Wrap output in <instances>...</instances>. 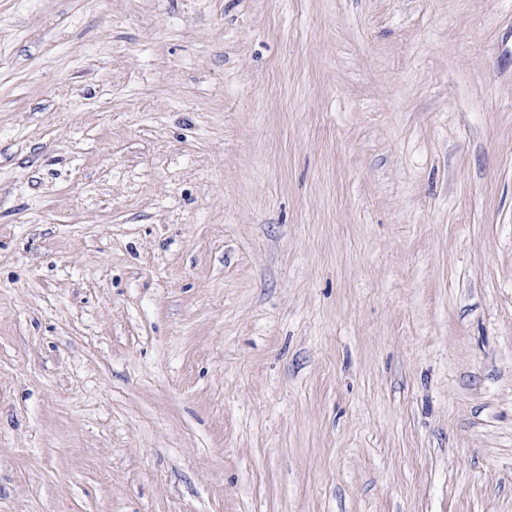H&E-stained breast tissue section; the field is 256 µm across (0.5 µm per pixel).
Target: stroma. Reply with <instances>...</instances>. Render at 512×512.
I'll list each match as a JSON object with an SVG mask.
<instances>
[{
  "label": "stroma",
  "instance_id": "1",
  "mask_svg": "<svg viewBox=\"0 0 512 512\" xmlns=\"http://www.w3.org/2000/svg\"><path fill=\"white\" fill-rule=\"evenodd\" d=\"M0 512H512V0H0Z\"/></svg>",
  "mask_w": 512,
  "mask_h": 512
}]
</instances>
